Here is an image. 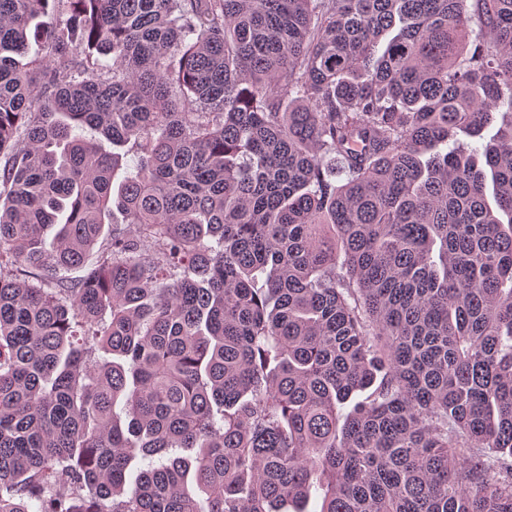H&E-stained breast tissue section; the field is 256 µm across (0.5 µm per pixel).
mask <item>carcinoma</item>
<instances>
[{"label":"carcinoma","instance_id":"cac0c4a2","mask_svg":"<svg viewBox=\"0 0 512 512\" xmlns=\"http://www.w3.org/2000/svg\"><path fill=\"white\" fill-rule=\"evenodd\" d=\"M0 156V512H512V0H0Z\"/></svg>","mask_w":512,"mask_h":512}]
</instances>
